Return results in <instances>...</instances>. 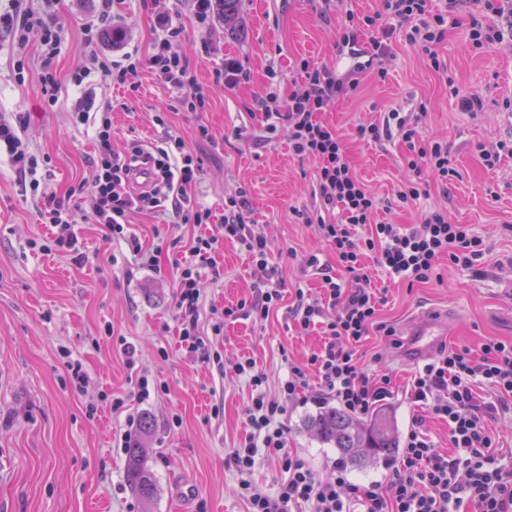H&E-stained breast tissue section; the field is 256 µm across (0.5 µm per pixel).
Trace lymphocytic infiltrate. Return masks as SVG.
Returning <instances> with one entry per match:
<instances>
[{
    "mask_svg": "<svg viewBox=\"0 0 512 512\" xmlns=\"http://www.w3.org/2000/svg\"><path fill=\"white\" fill-rule=\"evenodd\" d=\"M8 2V8L0 10V32L20 49L38 40L42 47L41 81L46 94L56 95L61 32L54 17L60 0H40L35 10L28 8L25 0ZM463 2L382 0L381 10L341 27L336 48L351 50L361 39H368V68L383 79L387 76L384 60L390 54L389 41L398 36L425 51L435 72L447 75L448 65L437 47ZM481 2L480 10L469 17V40L472 47L485 49L512 33V0ZM154 27L157 35L143 54L128 51L120 58H111L99 51L98 33L91 29L86 32L87 48L96 63L111 68L114 83L138 91V73L146 68L159 83L178 92L183 111H203L208 98L205 87L197 82L189 60L171 51L172 43L183 35L182 27L166 13L156 14ZM297 70L284 109L271 110L263 99L258 100L257 107L267 132L287 126L294 153L315 161L313 195L318 204L303 218L317 227L343 275L324 277V301L298 297L293 311L298 327L305 331L322 326L328 341L311 354L307 366L289 365L288 377L279 383L276 396L266 393L268 376L253 358H241L236 364L238 375L248 378L257 390L248 413L251 432L228 460L241 476L237 493L247 502L248 512H352L356 505L363 506L364 512H512V468L498 464L496 439L487 425L498 413L512 410V340L485 339L478 358L465 346L446 348L416 372L406 398L418 413L387 482L356 483L347 467L339 463L334 464L331 476L319 477L288 446L284 418L289 403L299 394H306L315 403L333 398L358 416L368 414L391 396L390 376L368 373L358 353L369 335L389 340L396 335L394 326L380 317L385 300L370 286L365 257H372L390 276L412 285L439 280L442 260L468 267L484 251L482 239L469 225L449 221L439 209L423 212L419 222L407 228L378 222L380 210L395 204H416L428 197L430 181L444 184L454 175L447 142L423 136L418 118L396 110L388 112L382 123L357 125L356 138L369 143L400 137L406 148L404 163L416 174L415 179L397 187L392 199L379 198L352 169L343 136L318 118L337 98L356 90V80L339 77L327 66L306 59L298 63ZM70 120L93 127L96 151L92 192L84 193L82 183L77 182L68 193L84 196L86 216L102 226L105 238L123 243L129 253L150 266L166 241L161 238L145 244L131 230L133 214L168 204L181 223L216 224V233L193 237L176 263L174 317L186 350L200 354L203 361L220 364V355L211 354L208 339L200 331L199 316L202 272L207 269L219 275L216 256L223 242H237L259 277L249 303L228 306L215 314L214 334H221L227 321L245 312L259 320L268 319L283 299L280 288L268 284V244L251 226L245 194L225 199L224 213L218 219L210 209L186 208L181 199L186 187L195 183L200 162L181 137L169 136L150 152L135 146L119 153L112 146L111 106L94 113L75 106ZM23 122L20 115L0 118V155L35 192L40 186L41 162L18 134ZM142 166L149 171L151 184L138 191L133 177ZM42 205L41 215L54 230L51 240L42 244V251L77 252L78 238L68 207L53 195L44 197ZM482 385L490 390L489 400L476 396L477 387ZM430 415L447 423L449 453H442L427 437L425 423ZM263 453L278 457L286 474L273 497L248 479Z\"/></svg>",
    "mask_w": 512,
    "mask_h": 512,
    "instance_id": "1",
    "label": "lymphocytic infiltrate"
}]
</instances>
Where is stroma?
I'll return each instance as SVG.
<instances>
[{"label": "stroma", "instance_id": "1", "mask_svg": "<svg viewBox=\"0 0 512 512\" xmlns=\"http://www.w3.org/2000/svg\"><path fill=\"white\" fill-rule=\"evenodd\" d=\"M380 0H242L245 31L235 34L216 19L213 31L200 27L189 0H115V24L125 34L124 50L146 52L155 36V13L169 12L184 29L174 52L189 59L197 81L208 91L205 111L185 112L178 96L155 80L149 70L138 76L137 92L113 85L109 72L92 67L84 45V26L96 15L95 0H61L56 24L62 43L56 62L57 102L46 106L39 80L38 49L29 44L14 55L0 34V110L26 115L20 135L30 152L48 159L49 173L39 194L0 157V512H247L237 493L240 477L227 463L230 453L249 432L248 405L252 388L234 371L240 357L253 358L268 375V393H275L289 364H305L325 341L321 328L300 330L291 318L296 289L306 298L321 295V276L338 275L336 259L313 226L300 213L313 203L316 165L288 147V130L267 136L254 118L257 96H270L271 109H282L303 58L350 72L349 59L338 57L336 40L347 12L373 13ZM468 14L459 12L439 47L448 72L460 91H481L483 112L462 111L457 96L431 68L421 50L399 39L391 41L384 61L386 79L361 73L357 90L339 98L321 115L347 142L357 176L374 193L390 196L411 178L403 164L404 144L398 139L379 144L355 139L357 124L382 121L385 112H415L424 134L446 140L455 177L448 185L431 183L419 206L379 212L382 222L416 223L421 210L447 211L451 221L470 225L487 250L473 266L442 262L441 281L407 284L390 279L375 263L367 273L373 288L386 292L381 315L404 336L413 317L425 311L452 310L448 343L479 351L484 339H512V157L486 169L473 146L495 147L512 139L503 103L512 101V40L475 49L468 38ZM211 42L203 50V42ZM237 59L249 80L229 90L215 80L224 58ZM91 66L82 86L73 72ZM94 107L111 103L112 146L124 151L134 139L157 143L168 135L183 138L197 155L201 172L185 194L186 207H210L223 214L227 198L246 192L250 218L272 251L273 279L283 288L278 311L259 321L251 317L226 323L220 336L211 330L212 308L251 299L252 268L238 243L224 242L218 256L219 276L204 275L199 326L210 347L224 361L223 369L188 353L174 319L176 259L181 258L198 229L177 224L171 210L132 216L134 231L145 242L155 237L177 240L163 252L156 267H112L119 245L105 239L100 225L88 223L81 199L67 197L69 186L91 180L94 130L75 126L69 113L76 101ZM166 125H157L156 114ZM208 136H200V127ZM66 198L84 262L57 253L31 249V242L49 237L40 210L42 194ZM316 256L310 268L304 261ZM136 348V365L128 367L119 348L104 335L105 327ZM67 347L82 361L90 377L87 392L62 386L65 376L59 349ZM167 357H160V349ZM368 371L388 373L393 395L387 406L399 433L412 424L413 409L405 388L415 364L405 362L400 348L368 336L359 348ZM145 371L169 386L151 402L132 400L113 412L106 392L131 396L137 372ZM95 417H88V407ZM314 403L295 401L284 422L288 446L319 476H327L337 459L335 449L309 434L304 420L316 414ZM182 424L170 428L171 415ZM149 417L152 431L144 436L145 463L155 491L143 502L127 480L123 434L138 435V420Z\"/></svg>", "mask_w": 512, "mask_h": 512}]
</instances>
